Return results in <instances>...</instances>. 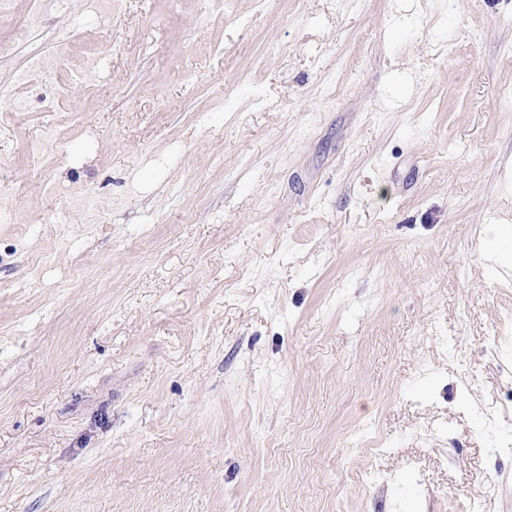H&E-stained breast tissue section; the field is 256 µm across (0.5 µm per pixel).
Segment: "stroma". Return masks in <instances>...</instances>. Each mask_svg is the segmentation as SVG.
<instances>
[{
    "label": "stroma",
    "mask_w": 512,
    "mask_h": 512,
    "mask_svg": "<svg viewBox=\"0 0 512 512\" xmlns=\"http://www.w3.org/2000/svg\"><path fill=\"white\" fill-rule=\"evenodd\" d=\"M0 512H512V0L0 12Z\"/></svg>",
    "instance_id": "1"
}]
</instances>
